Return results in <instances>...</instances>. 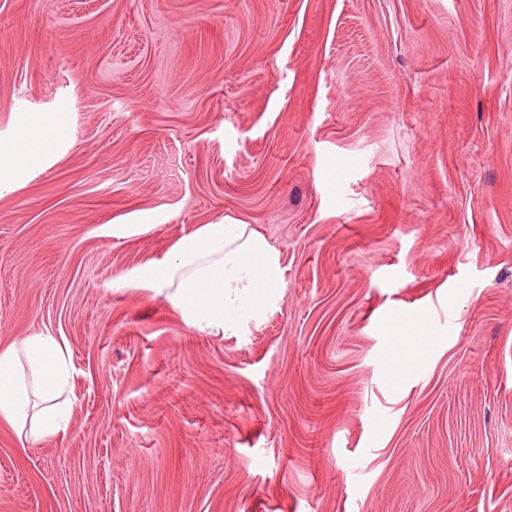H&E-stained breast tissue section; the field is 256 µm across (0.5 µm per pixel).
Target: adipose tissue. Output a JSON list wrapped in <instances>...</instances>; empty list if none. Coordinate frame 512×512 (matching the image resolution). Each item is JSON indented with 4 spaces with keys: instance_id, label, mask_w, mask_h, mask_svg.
<instances>
[{
    "instance_id": "adipose-tissue-1",
    "label": "adipose tissue",
    "mask_w": 512,
    "mask_h": 512,
    "mask_svg": "<svg viewBox=\"0 0 512 512\" xmlns=\"http://www.w3.org/2000/svg\"><path fill=\"white\" fill-rule=\"evenodd\" d=\"M66 112H23L0 138V193L49 168L72 141ZM117 286L164 298L183 323L223 335L244 328L275 305L285 283L279 251L248 225L225 218L178 238L166 260H149L119 276ZM67 347L37 333L0 350V419L23 440L65 435L72 416Z\"/></svg>"
}]
</instances>
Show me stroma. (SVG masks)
<instances>
[{"label": "stroma", "mask_w": 512, "mask_h": 512, "mask_svg": "<svg viewBox=\"0 0 512 512\" xmlns=\"http://www.w3.org/2000/svg\"><path fill=\"white\" fill-rule=\"evenodd\" d=\"M21 112L74 143L0 194V348L62 338L73 412L0 419V512H512V0H0ZM225 217L281 255L258 321L114 287ZM390 336L397 346L405 345L408 342H420L426 345L429 338L423 317L413 321L392 319Z\"/></svg>", "instance_id": "stroma-1"}]
</instances>
